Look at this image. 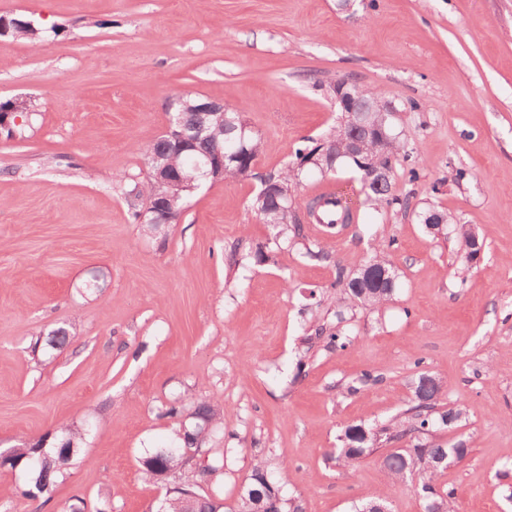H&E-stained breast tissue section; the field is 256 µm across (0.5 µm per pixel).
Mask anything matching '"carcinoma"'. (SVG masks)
Segmentation results:
<instances>
[{"label": "carcinoma", "instance_id": "1", "mask_svg": "<svg viewBox=\"0 0 512 512\" xmlns=\"http://www.w3.org/2000/svg\"><path fill=\"white\" fill-rule=\"evenodd\" d=\"M388 102L374 91H367L366 95L356 101L355 107L361 111L377 113L378 117L385 121V131L388 134L387 149L383 154L371 155V169L359 172L361 192L365 202L375 207H390L393 205L408 204V197H400L393 192V177L396 166L400 165L406 171L408 181L414 183L420 179L419 169L415 165L414 154L416 146L400 139V133L395 131L393 118L386 113ZM350 134L347 127L338 123L326 138V142L336 143V154L324 157L320 165L312 161L319 147L312 149L298 148L295 150V161L289 164L283 171L271 176L275 182L293 188L303 171L307 168L315 169L321 173H331L344 163L354 164V160L346 155L343 140ZM229 136V127L220 124H211L207 128L205 136L196 143V151L199 155L210 152L213 141L220 143ZM147 171H152L157 162L167 164L171 168H182L186 158L174 151L167 143L166 138L160 137L148 145L143 152ZM156 192V186L152 178L142 185L135 195L136 202L131 204L132 215L135 220H140L144 203L150 201ZM253 207L257 215L267 224L273 233L275 244L287 243L293 246L299 245L303 249L304 257L310 260L326 259L323 249L306 241L302 233L301 220L297 214L285 207L276 205L275 200L266 202L254 200ZM344 210L345 219H350L351 207L347 199L338 196L325 203L323 217L319 222L327 228H334L336 208ZM428 214L438 217L435 224L424 219L426 227L437 232L447 228L448 225L456 226V234L460 242V249L466 257L471 258L477 254L474 249L476 234L470 227L457 221L453 216L438 211L428 210ZM395 272L392 264L383 256V250L374 249V255L354 274H345L344 270L337 271L336 302L342 304L346 301H357L364 306H378L390 299L395 288ZM73 333L66 327L60 326L51 332V336L45 340V345L51 350H62L70 344ZM423 359L414 361L419 368L417 376L411 383V405L404 411L400 420L382 426L378 429L363 425H351L345 428L341 441L343 446L336 449V462L345 470L355 467L358 461L379 449V445L385 443L408 441L411 446L407 448H395L384 457V466L395 480L406 481L417 479L421 483V491L425 494L427 502L436 504L437 512H453L456 499L454 489L436 488L433 481L438 474L448 465L465 458L468 449L462 446L452 445L448 448L440 444H431L423 441V435L429 432L433 426L446 427L448 420L458 421L462 412L445 409L439 405V399L444 392L445 385L442 380L421 369ZM194 416L193 424L189 428H183L178 433L180 449L171 451L167 448H156L147 454L142 460L145 478L156 484L157 471L166 468L181 475V481L185 484H193L197 481V473L192 469V461L186 456L184 448L187 445H202L206 441L209 431L224 424V413L218 404L206 397H199L192 402ZM84 430L67 426L63 428V437L55 452H47L43 449V442L37 441L31 445L23 444L10 449L9 456L3 460L0 470L17 469L30 474L29 489L26 495L35 497L46 491L56 482V479L69 464V461L58 462L60 456H70L80 440L83 439ZM271 488L266 483V469L264 465L257 464L253 467L250 482L245 486L237 504L236 512H254L261 498L268 496Z\"/></svg>", "mask_w": 512, "mask_h": 512}]
</instances>
